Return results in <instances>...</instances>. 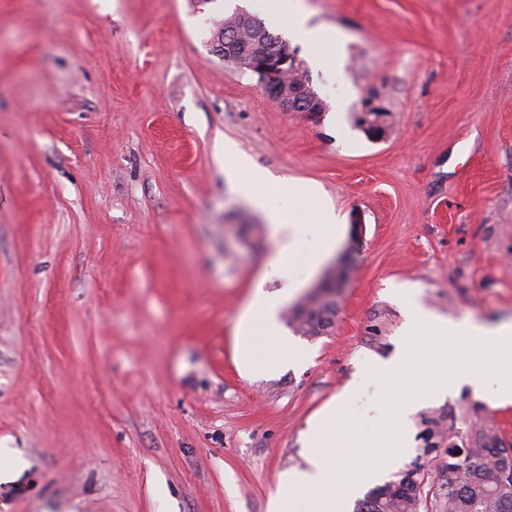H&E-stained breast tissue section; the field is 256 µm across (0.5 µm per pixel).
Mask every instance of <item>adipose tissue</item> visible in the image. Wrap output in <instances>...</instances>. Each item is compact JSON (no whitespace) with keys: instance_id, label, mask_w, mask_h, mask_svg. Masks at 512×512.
I'll return each instance as SVG.
<instances>
[{"instance_id":"adipose-tissue-1","label":"adipose tissue","mask_w":512,"mask_h":512,"mask_svg":"<svg viewBox=\"0 0 512 512\" xmlns=\"http://www.w3.org/2000/svg\"><path fill=\"white\" fill-rule=\"evenodd\" d=\"M311 13L304 0H292L288 11V30L307 41L319 54L338 56L343 36L334 30L311 24ZM224 156L228 163L224 174L241 199L250 207L266 213L280 241L281 251H288L300 226L309 217L311 203L320 198L318 188L294 184L293 194L299 205L288 217L271 210L264 192L254 182L253 163L233 142H225ZM290 288L270 292L263 283H256L252 300L242 316L237 336L239 360L244 372L256 376L265 372L272 352L287 349L277 323V312ZM408 330L422 335L433 331L447 333L454 344L453 353L442 362L445 373L442 390L451 391L471 386L476 395H483V376L492 374L499 382L491 404L512 405V322L489 325L466 317L451 320L424 309L417 301L408 304ZM342 423L336 418L335 405H328L314 418L305 434L304 462L300 469L282 473L275 493L269 501V512H293L296 497L307 500V512H345L343 496L337 495L330 484L333 480V457L336 435Z\"/></svg>"}]
</instances>
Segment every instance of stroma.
<instances>
[{"mask_svg":"<svg viewBox=\"0 0 512 512\" xmlns=\"http://www.w3.org/2000/svg\"><path fill=\"white\" fill-rule=\"evenodd\" d=\"M308 5L345 37L335 66L287 43L316 113L272 105L211 53L225 0H0V470L24 462L0 512H267L343 392L340 487L412 468L435 487L449 446L490 427L512 448V406L467 388L410 416L404 454L380 448L400 392L439 377L374 370L448 352L404 333L408 296L512 319V0ZM367 100L384 139L356 123ZM227 139L272 207L313 184L340 235L312 217L279 255L224 176ZM343 253L334 326L305 336L280 315L297 360L245 377L235 334L255 283L304 296Z\"/></svg>","mask_w":512,"mask_h":512,"instance_id":"stroma-1","label":"stroma"}]
</instances>
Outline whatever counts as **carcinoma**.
I'll return each mask as SVG.
<instances>
[{
	"mask_svg": "<svg viewBox=\"0 0 512 512\" xmlns=\"http://www.w3.org/2000/svg\"><path fill=\"white\" fill-rule=\"evenodd\" d=\"M329 306L330 301L321 297L295 308L288 314V325L305 336L322 335L319 316ZM495 439L496 434L487 430L476 447L448 452V463L438 483V488L447 489L448 512H512V483L503 485L494 480L499 464L496 449L491 447ZM414 507V495L398 479L370 491L356 512H413Z\"/></svg>",
	"mask_w": 512,
	"mask_h": 512,
	"instance_id": "cac0c4a2",
	"label": "carcinoma"
}]
</instances>
